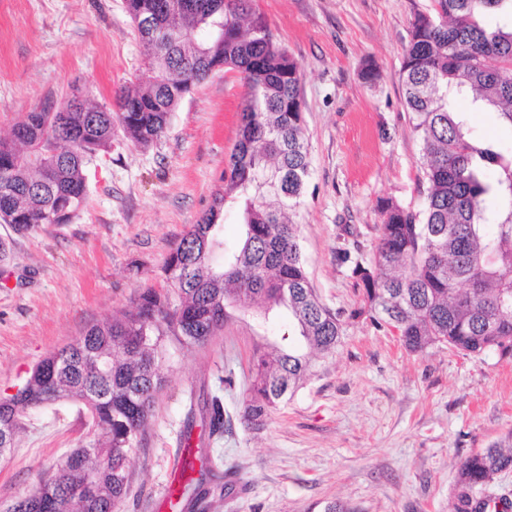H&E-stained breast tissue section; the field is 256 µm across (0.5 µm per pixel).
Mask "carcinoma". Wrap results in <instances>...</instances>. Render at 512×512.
I'll return each mask as SVG.
<instances>
[{"label": "carcinoma", "instance_id": "obj_1", "mask_svg": "<svg viewBox=\"0 0 512 512\" xmlns=\"http://www.w3.org/2000/svg\"><path fill=\"white\" fill-rule=\"evenodd\" d=\"M124 0L132 21L154 18L142 80L116 93L110 108L84 99L35 108L0 143V223L23 232L70 224L88 196L89 166L112 147L115 131L147 148L217 62L244 87L229 168L200 221L163 265L175 295L146 288L132 305L49 353L17 394L0 400V435L14 442L28 409L76 402L93 433L52 476L11 504L13 512H121L129 453L144 436L168 344L203 346L232 312L264 322L288 316V347L256 346L238 409L241 424L265 425L336 353L345 327L367 320L398 332L410 352L442 345L465 356L494 350L512 358V147L473 135L457 97L512 124V0H433L411 21L399 82L421 142L424 204L413 211L379 203L381 224L371 260L341 252L363 301L334 311L316 294L292 223L310 178L301 67L273 34L253 0ZM503 23L480 22L488 13ZM496 178L487 180L486 173ZM234 204L242 224L237 248H224L220 216ZM210 433L224 432V404L208 403ZM512 471V435L461 461L448 512H497L512 500L489 492ZM214 490L196 479L183 512L212 507Z\"/></svg>", "mask_w": 512, "mask_h": 512}]
</instances>
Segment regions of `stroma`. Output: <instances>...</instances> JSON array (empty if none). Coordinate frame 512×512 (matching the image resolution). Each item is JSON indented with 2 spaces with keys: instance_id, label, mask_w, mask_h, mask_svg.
Here are the masks:
<instances>
[{
  "instance_id": "35a3bbf8",
  "label": "stroma",
  "mask_w": 512,
  "mask_h": 512,
  "mask_svg": "<svg viewBox=\"0 0 512 512\" xmlns=\"http://www.w3.org/2000/svg\"><path fill=\"white\" fill-rule=\"evenodd\" d=\"M432 0H255L302 67L311 177L295 222L308 276L322 301L347 309L361 297L340 250L372 257L380 200L422 203L421 143L398 73L410 21ZM148 59L123 0H0V138L25 112L73 88L111 106ZM381 72L374 84L366 65ZM243 87L219 71L173 113L165 135L139 148L116 134L91 166L84 209L70 224L24 232L0 224L11 257L0 262V398L15 393L50 352L165 288L162 267L222 191L237 139ZM287 319L261 324L235 313L201 347H176L164 366L142 448L130 457L122 512H160L183 443L217 459L229 492L212 512H448L461 459L512 433V358L444 346L406 351L396 332L350 324L333 357L263 430L233 423L210 435L205 403L235 411L260 337L291 334ZM233 376V387L220 386ZM90 430L76 406L30 409L0 456V508L50 477Z\"/></svg>"
}]
</instances>
